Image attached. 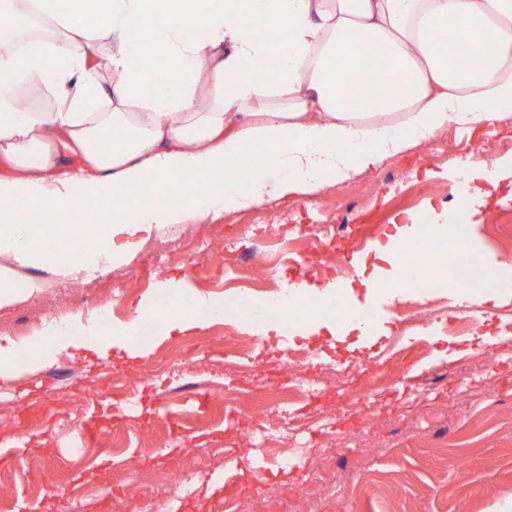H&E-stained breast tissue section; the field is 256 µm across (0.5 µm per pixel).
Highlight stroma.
<instances>
[{
    "label": "stroma",
    "mask_w": 512,
    "mask_h": 512,
    "mask_svg": "<svg viewBox=\"0 0 512 512\" xmlns=\"http://www.w3.org/2000/svg\"><path fill=\"white\" fill-rule=\"evenodd\" d=\"M485 144L498 157L512 152V107L495 125H451L428 142H408L351 180L201 216L221 232L225 255L254 249L236 234L239 224L258 228L265 247L293 250L268 288L255 287L253 269L189 252L178 262L142 264L143 243L172 235L171 224L128 245L117 291L92 270L82 275L91 288L74 294L49 269L21 268L19 283L39 280L43 288L0 309V319L25 321L19 344L57 307L86 326L85 309L111 304L119 293L113 319L140 318L132 338L140 355L129 357L100 335H64L46 347L39 369L25 366L13 382H0V512H225L233 502L246 512H493L496 502L512 500V301L475 310L466 297L410 288L406 300L390 305L359 284L360 259L395 234L396 221L423 220L432 210L472 225L475 261L512 265V174L476 210L455 205L445 181L465 173L473 149ZM316 210L337 225L336 235L300 230L299 220ZM369 227L376 236L366 237ZM339 277L361 309H375L371 332L342 342L288 328L259 336L230 320L160 332L161 299L174 290L262 305L283 289L313 306ZM413 311L435 315V324L404 333ZM464 314L469 327L455 333ZM487 334L501 345H485ZM417 337L425 352L396 364L394 353ZM297 346L340 374L321 391L289 395L282 358ZM179 348L187 352L182 365L159 369ZM365 386L372 389L370 423L350 401ZM291 416L302 419L301 428L276 437ZM247 456L255 468L235 467Z\"/></svg>",
    "instance_id": "1"
}]
</instances>
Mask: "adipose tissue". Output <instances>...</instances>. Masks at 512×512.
I'll return each mask as SVG.
<instances>
[{
  "label": "adipose tissue",
  "mask_w": 512,
  "mask_h": 512,
  "mask_svg": "<svg viewBox=\"0 0 512 512\" xmlns=\"http://www.w3.org/2000/svg\"><path fill=\"white\" fill-rule=\"evenodd\" d=\"M450 22L477 66L440 51ZM146 35L171 65L165 84L139 67ZM354 43L382 47L376 84L346 68ZM511 105L512 0H0V308L40 291L17 287L18 268L108 272L126 259L115 238L350 180ZM271 307L245 326L345 336L361 322L285 294ZM228 310L183 292L159 320L188 330Z\"/></svg>",
  "instance_id": "1"
}]
</instances>
